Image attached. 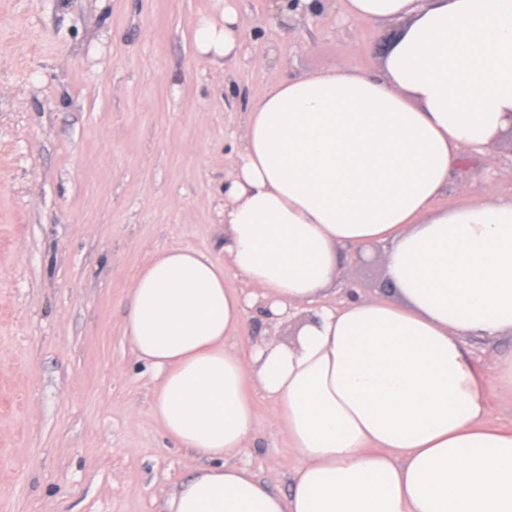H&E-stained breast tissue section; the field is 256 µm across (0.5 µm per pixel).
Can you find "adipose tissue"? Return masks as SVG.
<instances>
[{
    "instance_id": "obj_1",
    "label": "adipose tissue",
    "mask_w": 512,
    "mask_h": 512,
    "mask_svg": "<svg viewBox=\"0 0 512 512\" xmlns=\"http://www.w3.org/2000/svg\"><path fill=\"white\" fill-rule=\"evenodd\" d=\"M234 0L198 19L197 50L241 48ZM400 22L378 72L355 58L275 82L242 125L224 183L223 251L257 285L227 288L211 253H159L130 289L125 336L153 370L151 412L208 459L166 512H512V195L439 208L460 148L512 128V0H342ZM387 249L390 296L326 305L346 248ZM308 315L292 343L232 342L247 306ZM273 401L297 462L287 494L229 464L250 437L249 384ZM511 345L512 340L508 336L492 340L466 339V348L470 354L487 364H490L492 355L511 349Z\"/></svg>"
}]
</instances>
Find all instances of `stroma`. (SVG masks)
I'll return each instance as SVG.
<instances>
[{
  "instance_id": "35a3bbf8",
  "label": "stroma",
  "mask_w": 512,
  "mask_h": 512,
  "mask_svg": "<svg viewBox=\"0 0 512 512\" xmlns=\"http://www.w3.org/2000/svg\"><path fill=\"white\" fill-rule=\"evenodd\" d=\"M236 4L240 53L215 61L192 30L224 0H0V512H163L207 464L151 413L152 373L124 336L133 279L171 247L220 256L242 117L275 80L349 55L378 70L398 29L346 19L342 0ZM269 47L278 68L259 61ZM473 184L511 195L512 146L464 148L438 206ZM384 278L383 251L346 254L332 301L351 286L376 299ZM303 319L247 315L234 347L290 342ZM251 397L233 462L287 492L288 438Z\"/></svg>"
}]
</instances>
